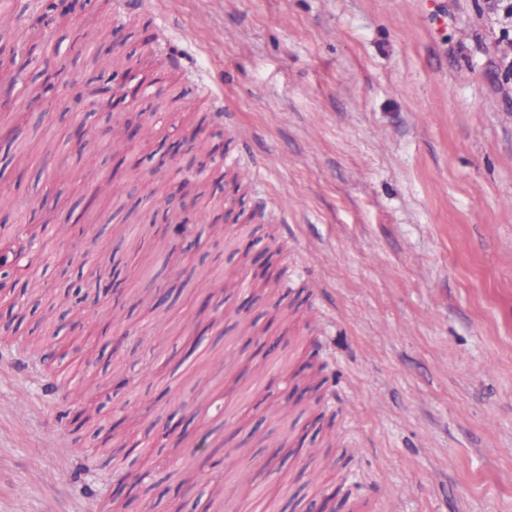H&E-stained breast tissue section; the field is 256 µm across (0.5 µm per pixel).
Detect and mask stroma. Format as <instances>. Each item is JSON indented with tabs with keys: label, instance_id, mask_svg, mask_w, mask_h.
Returning <instances> with one entry per match:
<instances>
[{
	"label": "stroma",
	"instance_id": "1",
	"mask_svg": "<svg viewBox=\"0 0 512 512\" xmlns=\"http://www.w3.org/2000/svg\"><path fill=\"white\" fill-rule=\"evenodd\" d=\"M97 5L98 20L55 22L49 54L136 52L168 95L202 76L237 121L215 122L206 149L248 194L223 192L225 234L200 220L187 279L164 215L134 225L149 263L129 277L123 217L93 195L115 149L100 102L75 106L67 86L38 117L0 86L19 130L0 143V184L30 201L10 221L55 225L92 202L84 234L52 244L67 262L29 257L55 314L28 301L0 320L18 339L90 332L61 367L0 343V512H107L111 450L132 437L147 446L126 512H512V19L492 0H145L121 18ZM168 42L182 68L162 65ZM255 257L282 274L279 306L251 300ZM92 267L101 289L78 302ZM247 300L259 354L235 342ZM116 307L121 322L99 324ZM194 318L208 337L182 333ZM310 363L320 404L282 403ZM51 375L80 401L45 392ZM122 416L133 429L106 439ZM329 423L336 446L312 457ZM182 438L214 453L187 495L180 473L200 456ZM281 444L276 483L244 496L234 471Z\"/></svg>",
	"mask_w": 512,
	"mask_h": 512
}]
</instances>
